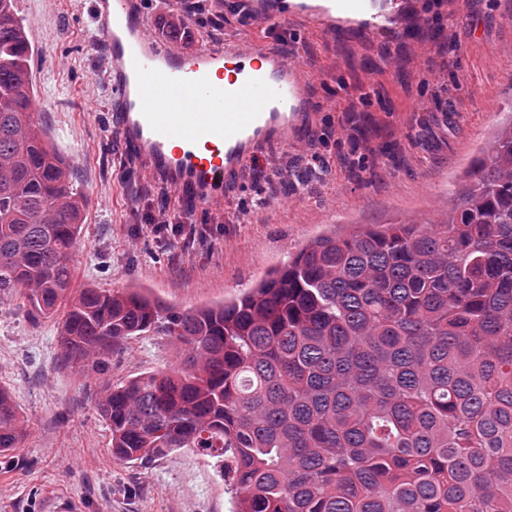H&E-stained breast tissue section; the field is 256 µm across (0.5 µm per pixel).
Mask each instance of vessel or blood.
Returning <instances> with one entry per match:
<instances>
[{
	"label": "vessel or blood",
	"mask_w": 512,
	"mask_h": 512,
	"mask_svg": "<svg viewBox=\"0 0 512 512\" xmlns=\"http://www.w3.org/2000/svg\"><path fill=\"white\" fill-rule=\"evenodd\" d=\"M274 24L302 16L335 33L356 18L387 30L376 0H247ZM94 31L107 46V77L117 94L115 129L147 174L207 205L252 160L260 145L290 143L308 117L311 72L248 41L199 44L185 52L149 34L138 0H96Z\"/></svg>",
	"instance_id": "obj_1"
}]
</instances>
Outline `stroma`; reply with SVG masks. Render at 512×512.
<instances>
[{
  "label": "stroma",
  "mask_w": 512,
  "mask_h": 512,
  "mask_svg": "<svg viewBox=\"0 0 512 512\" xmlns=\"http://www.w3.org/2000/svg\"><path fill=\"white\" fill-rule=\"evenodd\" d=\"M149 27L166 15L195 39H249L309 67L310 123L293 144L259 149L215 205L148 177L114 135L106 48L93 0H13L31 45L33 109L72 166L83 224L74 285L137 288L188 310L240 297L309 240L355 224L436 220L459 175L512 118V0H407L396 31L334 38L291 22L243 23L230 0H141ZM193 222L198 236L154 239L145 214ZM184 346L128 340L105 375L63 361L57 322L30 319L20 292H0V387L29 432L0 456V512H234L215 459L182 448L148 463L114 460L97 413L101 386L180 366Z\"/></svg>",
  "instance_id": "35a3bbf8"
}]
</instances>
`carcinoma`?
Wrapping results in <instances>:
<instances>
[{
    "mask_svg": "<svg viewBox=\"0 0 512 512\" xmlns=\"http://www.w3.org/2000/svg\"><path fill=\"white\" fill-rule=\"evenodd\" d=\"M0 0V290L58 321L89 375L150 333L181 367L96 401L119 461L219 459L237 512H512V121L437 221L361 224L305 244L231 303L177 310L73 287L82 201L33 118L31 48ZM27 420L0 389V454Z\"/></svg>",
    "mask_w": 512,
    "mask_h": 512,
    "instance_id": "1",
    "label": "carcinoma"
}]
</instances>
